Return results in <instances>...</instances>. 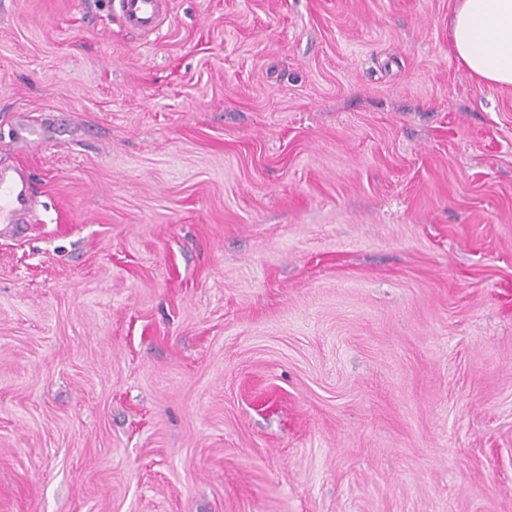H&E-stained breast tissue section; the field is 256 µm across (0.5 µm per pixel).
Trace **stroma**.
<instances>
[{
	"label": "stroma",
	"instance_id": "35a3bbf8",
	"mask_svg": "<svg viewBox=\"0 0 512 512\" xmlns=\"http://www.w3.org/2000/svg\"><path fill=\"white\" fill-rule=\"evenodd\" d=\"M457 3L0 0V512H512V88ZM167 0H119L120 16L133 34L146 35L158 30ZM32 177L22 167H0V224L21 233L20 224L29 213L32 197Z\"/></svg>",
	"mask_w": 512,
	"mask_h": 512
}]
</instances>
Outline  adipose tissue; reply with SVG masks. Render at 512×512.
<instances>
[{
	"label": "adipose tissue",
	"instance_id": "ef3b65f1",
	"mask_svg": "<svg viewBox=\"0 0 512 512\" xmlns=\"http://www.w3.org/2000/svg\"><path fill=\"white\" fill-rule=\"evenodd\" d=\"M449 34L454 55L475 79L512 87V0H459Z\"/></svg>",
	"mask_w": 512,
	"mask_h": 512
}]
</instances>
